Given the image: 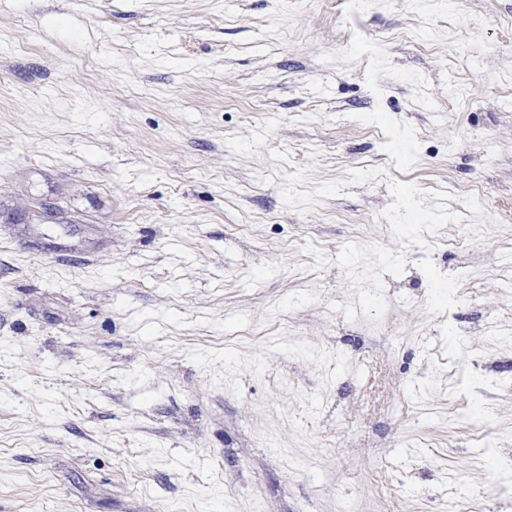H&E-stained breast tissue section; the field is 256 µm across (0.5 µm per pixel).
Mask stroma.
I'll return each instance as SVG.
<instances>
[{
  "label": "stroma",
  "instance_id": "obj_1",
  "mask_svg": "<svg viewBox=\"0 0 512 512\" xmlns=\"http://www.w3.org/2000/svg\"><path fill=\"white\" fill-rule=\"evenodd\" d=\"M512 0H0V512H512Z\"/></svg>",
  "mask_w": 512,
  "mask_h": 512
}]
</instances>
